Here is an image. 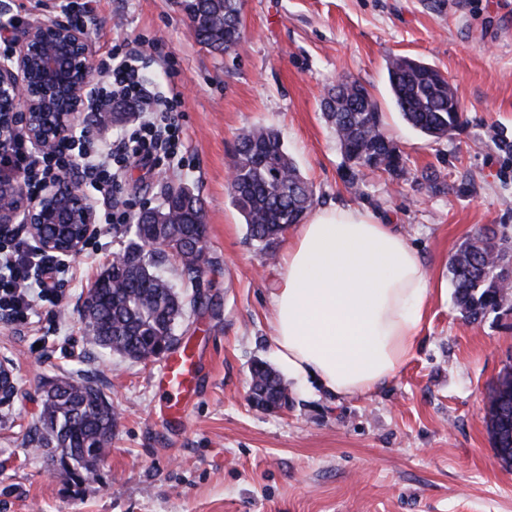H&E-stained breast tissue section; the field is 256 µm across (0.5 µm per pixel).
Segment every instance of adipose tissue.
<instances>
[{
	"label": "adipose tissue",
	"mask_w": 512,
	"mask_h": 512,
	"mask_svg": "<svg viewBox=\"0 0 512 512\" xmlns=\"http://www.w3.org/2000/svg\"><path fill=\"white\" fill-rule=\"evenodd\" d=\"M274 342L298 378L342 397L375 392L411 358L434 295L406 238L368 211H316L283 253Z\"/></svg>",
	"instance_id": "obj_1"
}]
</instances>
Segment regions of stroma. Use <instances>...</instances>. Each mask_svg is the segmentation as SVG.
<instances>
[{
	"instance_id": "stroma-1",
	"label": "stroma",
	"mask_w": 512,
	"mask_h": 512,
	"mask_svg": "<svg viewBox=\"0 0 512 512\" xmlns=\"http://www.w3.org/2000/svg\"><path fill=\"white\" fill-rule=\"evenodd\" d=\"M91 58L138 50L152 92L184 94L185 147L158 170H132L129 213L167 187L199 195L216 263L175 334L202 375L182 422L160 409L163 359L136 362L87 340V293L129 236L101 227L99 248L72 256L63 299L40 301L31 324L0 312V362L17 387L0 402V512H512V468L495 455L490 393L512 364V311L465 321L449 260L483 228L512 239V0H244V36L227 54L192 34L177 0H84ZM439 69L462 115L429 139L395 109L387 62ZM361 82L400 150L396 172L348 163L322 102L336 81ZM278 131L311 184L316 209L351 205L396 227L436 292L419 345L377 391L334 397L282 368L273 342L279 267L249 237L227 193L238 134ZM278 370L288 406L249 400L256 361ZM53 376L96 381L117 414L95 480L62 476L26 442Z\"/></svg>"
}]
</instances>
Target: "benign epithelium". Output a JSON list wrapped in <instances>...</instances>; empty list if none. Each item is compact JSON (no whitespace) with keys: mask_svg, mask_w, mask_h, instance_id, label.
Segmentation results:
<instances>
[{"mask_svg":"<svg viewBox=\"0 0 512 512\" xmlns=\"http://www.w3.org/2000/svg\"><path fill=\"white\" fill-rule=\"evenodd\" d=\"M91 73L84 25L51 12L27 22L10 53L0 59V96L8 102L0 114V131L18 129L26 141L44 149L71 141L80 124L103 127L102 103L89 92ZM17 222L44 251L72 256L95 230L96 211L64 181L30 199L18 180L0 179V224ZM46 226L60 241L44 235Z\"/></svg>","mask_w":512,"mask_h":512,"instance_id":"benign-epithelium-1","label":"benign epithelium"}]
</instances>
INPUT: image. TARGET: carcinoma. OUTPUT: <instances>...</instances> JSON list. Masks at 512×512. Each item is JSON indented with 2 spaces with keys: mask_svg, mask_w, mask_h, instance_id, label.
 Returning <instances> with one entry per match:
<instances>
[{
  "mask_svg": "<svg viewBox=\"0 0 512 512\" xmlns=\"http://www.w3.org/2000/svg\"><path fill=\"white\" fill-rule=\"evenodd\" d=\"M243 0H182L188 17L209 19L196 32L199 42L229 53L243 32ZM393 102L403 120L428 138L448 135L460 122L458 101L448 80L435 67L408 56L393 57L387 67ZM324 115L349 162L348 187L356 186L358 167L396 171L402 157L381 132L377 102L356 80L328 92ZM234 178L227 190L241 213L250 238L267 254L284 231L301 223L314 204L312 186L283 149L277 131L254 127L241 131L232 161ZM201 200L190 188L170 186L162 205L139 213L129 225L131 239L89 290L88 335L95 345L117 355L147 362L163 355L176 340L174 329L185 314L176 285L158 273L169 255L179 258L182 287L197 288L204 267L214 264L207 248ZM512 251V242L485 232L462 244L450 259L457 308L464 320L477 322L491 313L512 310V287L491 274L492 253ZM256 404L280 409L288 403L281 377L262 363L252 370ZM489 425L512 418V387L491 393ZM115 413L98 384L89 378L58 377L43 386L38 425L29 445L72 481H90L109 455ZM504 464L512 461V429L490 430Z\"/></svg>",
  "mask_w": 512,
  "mask_h": 512,
  "instance_id": "carcinoma-1",
  "label": "carcinoma"
}]
</instances>
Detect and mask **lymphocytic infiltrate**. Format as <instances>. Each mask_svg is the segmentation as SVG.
Returning <instances> with one entry per match:
<instances>
[{"mask_svg":"<svg viewBox=\"0 0 512 512\" xmlns=\"http://www.w3.org/2000/svg\"><path fill=\"white\" fill-rule=\"evenodd\" d=\"M111 68L100 71L96 89L102 99L146 102L151 109L130 132L101 143L88 133L48 151H36L21 133L0 135V177H21L28 194L49 182L80 173L85 186L95 191L101 207L100 223L126 224L130 215L120 202L124 175L132 166L155 170L168 164L184 146L178 109L181 93L158 97L146 87L138 54L113 46ZM68 260L41 250L13 231L0 232V308L14 321L28 322L32 315V288L42 301L59 304L60 276Z\"/></svg>","mask_w":512,"mask_h":512,"instance_id":"obj_1","label":"lymphocytic infiltrate"}]
</instances>
